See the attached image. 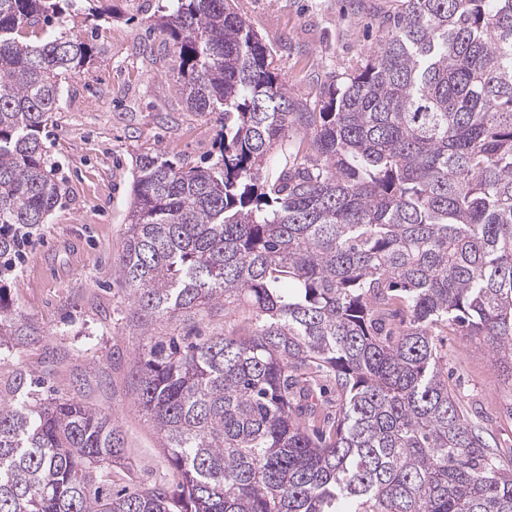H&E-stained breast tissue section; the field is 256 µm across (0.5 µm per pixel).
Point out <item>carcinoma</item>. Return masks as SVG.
<instances>
[{
    "label": "carcinoma",
    "mask_w": 512,
    "mask_h": 512,
    "mask_svg": "<svg viewBox=\"0 0 512 512\" xmlns=\"http://www.w3.org/2000/svg\"><path fill=\"white\" fill-rule=\"evenodd\" d=\"M67 2L0 0V282L61 199L40 137L60 77L99 53L75 25L26 40ZM168 2L154 29L173 90L224 116L219 155H138L113 270L146 331L248 317L134 358L176 488L112 492L128 463L111 415L17 387L0 398V512H512V459L437 346L449 326L487 341L512 416V0H399L313 107L233 0ZM38 336L0 285V343ZM248 312L238 310L224 316V310L216 316L207 318L200 322L180 321V320H163L158 321L152 326L151 333L155 336H179L184 341H195L215 333L228 332L237 328L242 317H247ZM188 339V340H186Z\"/></svg>",
    "instance_id": "carcinoma-1"
}]
</instances>
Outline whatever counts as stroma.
<instances>
[{
    "label": "stroma",
    "instance_id": "stroma-1",
    "mask_svg": "<svg viewBox=\"0 0 512 512\" xmlns=\"http://www.w3.org/2000/svg\"><path fill=\"white\" fill-rule=\"evenodd\" d=\"M162 0H73L67 16L93 34L99 52L62 83L53 125L41 137L62 199L39 225L8 281L14 302L41 331L39 342L0 355V396L20 371H36L40 396H73L109 411L141 481L176 485L150 419L132 394L133 360L148 334L133 323L112 270L128 222L136 156L154 148L207 167L218 156L217 114L191 112L172 90V52L149 17ZM391 0H235L262 36L280 81L301 102L357 71L377 41L372 14ZM242 312L200 322L163 320L152 334L196 340L237 328ZM448 384L491 443L512 448L503 375L483 343L452 329L437 338Z\"/></svg>",
    "mask_w": 512,
    "mask_h": 512
}]
</instances>
